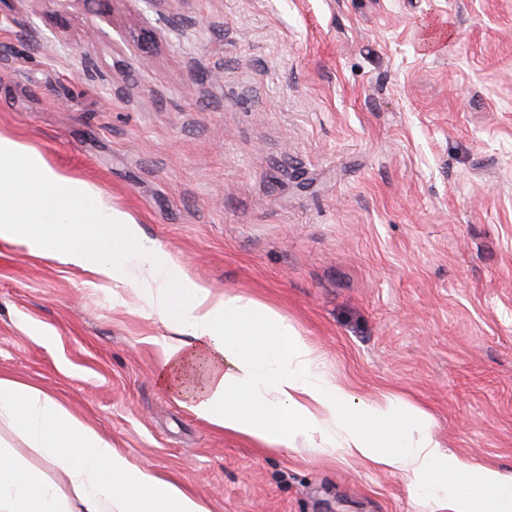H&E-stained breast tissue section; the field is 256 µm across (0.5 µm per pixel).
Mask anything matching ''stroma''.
<instances>
[{
    "mask_svg": "<svg viewBox=\"0 0 512 512\" xmlns=\"http://www.w3.org/2000/svg\"><path fill=\"white\" fill-rule=\"evenodd\" d=\"M0 133L512 473V0H0ZM112 288L0 240V376L212 512H431L196 418L155 381L177 330ZM2 447L73 496L5 420Z\"/></svg>",
    "mask_w": 512,
    "mask_h": 512,
    "instance_id": "35a3bbf8",
    "label": "stroma"
}]
</instances>
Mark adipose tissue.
<instances>
[{"mask_svg": "<svg viewBox=\"0 0 512 512\" xmlns=\"http://www.w3.org/2000/svg\"><path fill=\"white\" fill-rule=\"evenodd\" d=\"M0 240L115 283L135 282L151 315L182 339L158 363L160 387L196 417L274 448L307 440L316 452L400 474L433 512H512V475L448 455L427 415L383 394L355 397L319 349L272 307L219 293L104 192L53 169L0 133ZM46 451L77 492L69 508L54 484L0 454V512H211L153 467L137 464L46 392L0 376V420Z\"/></svg>", "mask_w": 512, "mask_h": 512, "instance_id": "1", "label": "adipose tissue"}]
</instances>
